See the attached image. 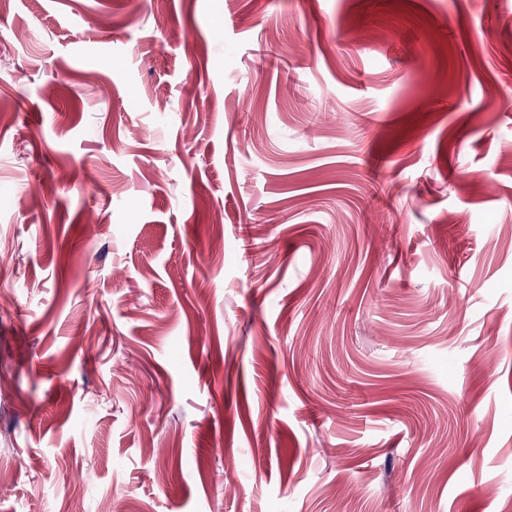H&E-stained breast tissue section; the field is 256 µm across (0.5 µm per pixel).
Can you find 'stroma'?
Returning <instances> with one entry per match:
<instances>
[{
    "label": "stroma",
    "instance_id": "35a3bbf8",
    "mask_svg": "<svg viewBox=\"0 0 512 512\" xmlns=\"http://www.w3.org/2000/svg\"><path fill=\"white\" fill-rule=\"evenodd\" d=\"M0 512L512 504V0L0 9Z\"/></svg>",
    "mask_w": 512,
    "mask_h": 512
}]
</instances>
